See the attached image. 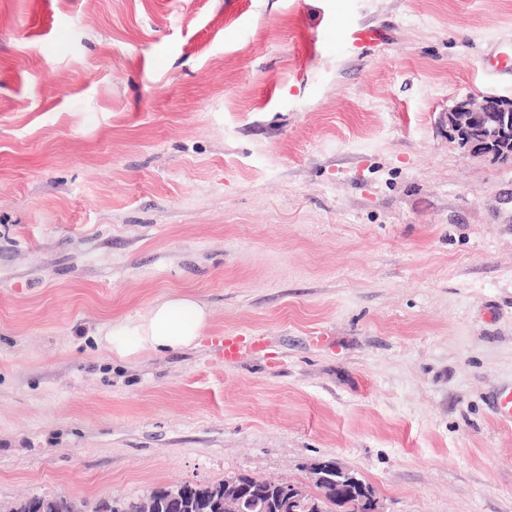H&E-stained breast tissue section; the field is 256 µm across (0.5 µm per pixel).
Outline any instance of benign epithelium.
Masks as SVG:
<instances>
[{
	"mask_svg": "<svg viewBox=\"0 0 512 512\" xmlns=\"http://www.w3.org/2000/svg\"><path fill=\"white\" fill-rule=\"evenodd\" d=\"M448 141L460 150L492 159L497 156L498 143L509 135L512 126V105L501 99L473 94L455 101L448 109ZM303 487L296 484L281 486L280 509L292 512ZM240 486L231 478L224 487V512H241ZM186 489L182 486L164 487L140 500L141 512H156L162 503L170 512L182 508Z\"/></svg>",
	"mask_w": 512,
	"mask_h": 512,
	"instance_id": "obj_1",
	"label": "benign epithelium"
}]
</instances>
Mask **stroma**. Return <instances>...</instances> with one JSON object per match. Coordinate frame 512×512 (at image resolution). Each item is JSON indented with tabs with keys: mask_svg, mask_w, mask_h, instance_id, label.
I'll return each instance as SVG.
<instances>
[{
	"mask_svg": "<svg viewBox=\"0 0 512 512\" xmlns=\"http://www.w3.org/2000/svg\"><path fill=\"white\" fill-rule=\"evenodd\" d=\"M511 48L512 0H0V512L327 458L512 512V165L446 116ZM173 292L199 345L113 357Z\"/></svg>",
	"mask_w": 512,
	"mask_h": 512,
	"instance_id": "stroma-1",
	"label": "stroma"
}]
</instances>
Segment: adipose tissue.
<instances>
[{
    "label": "adipose tissue",
    "instance_id": "1",
    "mask_svg": "<svg viewBox=\"0 0 512 512\" xmlns=\"http://www.w3.org/2000/svg\"><path fill=\"white\" fill-rule=\"evenodd\" d=\"M210 325L207 305L188 293L155 299L141 317L113 324L110 343L113 354L125 360L142 350L168 351L199 343Z\"/></svg>",
    "mask_w": 512,
    "mask_h": 512
}]
</instances>
